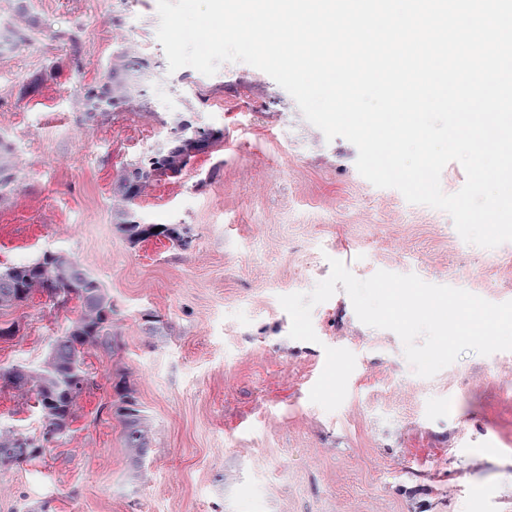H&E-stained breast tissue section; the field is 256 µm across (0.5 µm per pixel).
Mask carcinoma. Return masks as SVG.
I'll list each match as a JSON object with an SVG mask.
<instances>
[{
	"instance_id": "1",
	"label": "carcinoma",
	"mask_w": 512,
	"mask_h": 512,
	"mask_svg": "<svg viewBox=\"0 0 512 512\" xmlns=\"http://www.w3.org/2000/svg\"><path fill=\"white\" fill-rule=\"evenodd\" d=\"M135 60L125 50L112 53L105 81L97 90L86 95L88 114L93 116L108 109L125 105L134 92L128 79ZM210 146L208 135L182 121L177 136L165 149L148 160L126 164L118 176L121 198L131 200L139 196L156 175L180 172L188 164L191 153L203 152ZM14 181L12 148L0 142V190ZM119 227L129 240L139 242L149 237L163 236L180 245L189 244L191 229L185 224H163L153 232L155 225L138 224L134 217L121 210ZM39 290L54 298L67 301L72 297L81 301L79 318L58 337L43 364L35 369L13 367L0 377L18 388L31 386L43 418L41 437H22L0 433V465L19 464L43 455L41 441L63 433L73 417L76 402L89 384L84 369V350L93 348L112 350V301L100 281L85 271L77 262L60 252H46L38 259L0 269V308L18 305ZM118 401L115 413L124 427L126 447L135 460L147 454L146 437L141 410L134 392L126 383L116 387Z\"/></svg>"
}]
</instances>
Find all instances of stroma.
<instances>
[{
  "label": "stroma",
  "instance_id": "stroma-1",
  "mask_svg": "<svg viewBox=\"0 0 512 512\" xmlns=\"http://www.w3.org/2000/svg\"><path fill=\"white\" fill-rule=\"evenodd\" d=\"M27 4L34 33L0 57V138L16 163L0 269L47 251L76 260L112 301L114 348L85 353L90 385L64 437L0 467V512H512V351L467 352L422 378L345 291L314 307V343L290 338L278 302L327 278L332 257L360 279L477 278L479 296L509 301L512 242L466 243L447 213L372 185L352 143L326 140L246 63L169 71L157 0ZM122 41L140 60L136 94L88 116L85 93ZM182 120L210 147L132 208L142 224L189 225L192 241L131 242L114 217L120 170ZM80 312L40 291L0 310L1 327H19L0 336V368L38 367ZM329 347L356 357L332 412L309 400ZM121 380L148 439L138 463L114 413ZM0 429L40 433L33 391L0 380Z\"/></svg>",
  "mask_w": 512,
  "mask_h": 512
}]
</instances>
